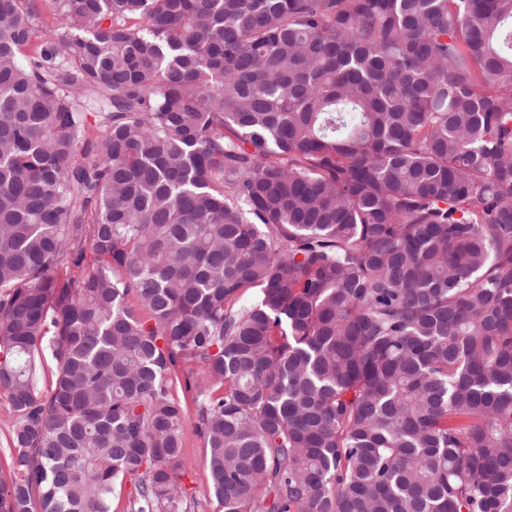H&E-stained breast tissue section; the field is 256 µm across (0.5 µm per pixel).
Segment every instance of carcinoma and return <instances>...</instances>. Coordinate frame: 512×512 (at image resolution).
<instances>
[{"instance_id":"carcinoma-1","label":"carcinoma","mask_w":512,"mask_h":512,"mask_svg":"<svg viewBox=\"0 0 512 512\" xmlns=\"http://www.w3.org/2000/svg\"><path fill=\"white\" fill-rule=\"evenodd\" d=\"M50 8L0 0V512H182L179 361L220 512H512V0ZM10 422L11 415L9 404L5 395H0V466L8 469L10 459L8 449L10 445Z\"/></svg>"}]
</instances>
